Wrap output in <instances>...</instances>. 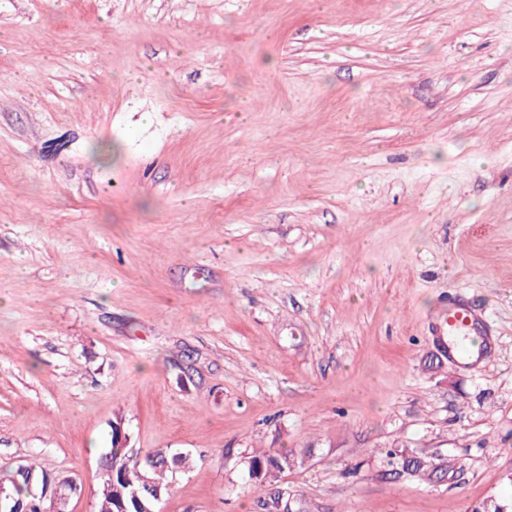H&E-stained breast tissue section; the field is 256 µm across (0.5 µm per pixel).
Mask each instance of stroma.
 <instances>
[{"mask_svg": "<svg viewBox=\"0 0 512 512\" xmlns=\"http://www.w3.org/2000/svg\"><path fill=\"white\" fill-rule=\"evenodd\" d=\"M116 422L157 512L512 504V0H0V467L95 512ZM488 322L479 320L466 305L460 302H453L448 306L442 322V331L439 336H470L475 332L481 336L478 331L481 329L482 336H490ZM313 455V448L258 452L249 457V477L261 491L257 503L264 512H320L297 490L280 484L281 474L302 464ZM396 448L403 449L390 450L386 453V463L391 467V470L401 471L410 478H421L428 469H431V472L435 474L440 472L445 475L447 473L446 468L441 463L430 462L423 457L406 458L404 449L406 446H397Z\"/></svg>", "mask_w": 512, "mask_h": 512, "instance_id": "1", "label": "stroma"}]
</instances>
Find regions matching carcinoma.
<instances>
[{
    "instance_id": "carcinoma-1",
    "label": "carcinoma",
    "mask_w": 512,
    "mask_h": 512,
    "mask_svg": "<svg viewBox=\"0 0 512 512\" xmlns=\"http://www.w3.org/2000/svg\"><path fill=\"white\" fill-rule=\"evenodd\" d=\"M313 456V448L258 452L249 457V477L261 490L257 503L264 512H317L315 506L298 491L280 484L281 474ZM192 457L183 452L139 455L128 446V436L112 424V446L104 456V473L97 490L95 512H148L155 498L168 493L177 472L188 468ZM391 469L411 478H421L426 471L446 474L441 463L422 457L405 456V450L386 453ZM152 484L145 486L143 476ZM71 489L73 482L56 480L32 465L20 466L0 475V512H46L56 486Z\"/></svg>"
}]
</instances>
